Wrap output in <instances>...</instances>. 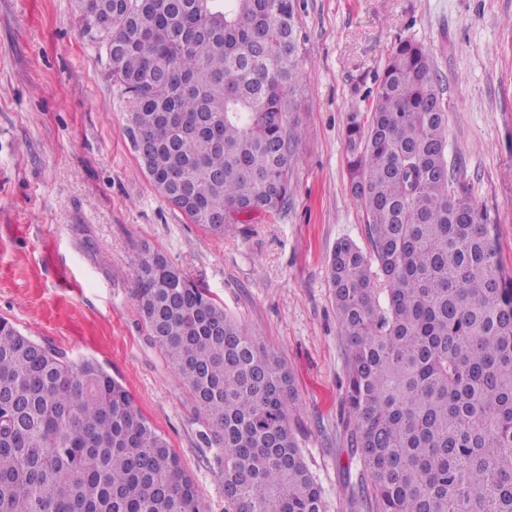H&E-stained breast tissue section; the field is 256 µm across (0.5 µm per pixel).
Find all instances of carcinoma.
Segmentation results:
<instances>
[{"label":"carcinoma","instance_id":"obj_1","mask_svg":"<svg viewBox=\"0 0 512 512\" xmlns=\"http://www.w3.org/2000/svg\"><path fill=\"white\" fill-rule=\"evenodd\" d=\"M112 42V81L157 192L228 235L291 195L301 90L296 0H76ZM372 256L341 239L329 282L347 360L350 512H512V275L487 213L448 169L429 52L388 55L346 122ZM224 215L214 224L211 216ZM134 297L220 449L231 512H326L292 429L282 360L143 245ZM0 512H203L193 478L129 391L0 319Z\"/></svg>","mask_w":512,"mask_h":512}]
</instances>
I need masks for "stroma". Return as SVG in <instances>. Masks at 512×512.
Returning <instances> with one entry per match:
<instances>
[{
    "label": "stroma",
    "mask_w": 512,
    "mask_h": 512,
    "mask_svg": "<svg viewBox=\"0 0 512 512\" xmlns=\"http://www.w3.org/2000/svg\"><path fill=\"white\" fill-rule=\"evenodd\" d=\"M304 82L288 116L293 193L227 236L190 223L145 176L128 108L75 0H0V318L74 360L96 358L224 512L216 448L152 347L130 255L163 252L292 372L293 431L326 512L343 490L345 350L328 278L336 242L371 246L345 168L346 115L366 110L389 51L423 44L448 111V166L495 226L512 272V0H297Z\"/></svg>",
    "instance_id": "35a3bbf8"
}]
</instances>
